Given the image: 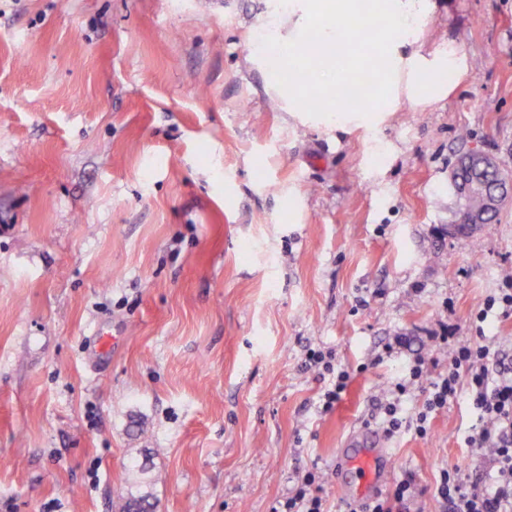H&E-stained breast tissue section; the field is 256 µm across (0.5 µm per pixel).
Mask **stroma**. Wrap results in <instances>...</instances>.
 Instances as JSON below:
<instances>
[{"mask_svg": "<svg viewBox=\"0 0 512 512\" xmlns=\"http://www.w3.org/2000/svg\"><path fill=\"white\" fill-rule=\"evenodd\" d=\"M269 0H0V512H271L317 471L328 512L372 401L448 369L512 276V204L458 223L450 175L512 152V0H448L431 35L470 71L445 109L372 138L305 124L249 62ZM352 378L326 413L307 361ZM465 398L386 442L437 512Z\"/></svg>", "mask_w": 512, "mask_h": 512, "instance_id": "obj_1", "label": "stroma"}]
</instances>
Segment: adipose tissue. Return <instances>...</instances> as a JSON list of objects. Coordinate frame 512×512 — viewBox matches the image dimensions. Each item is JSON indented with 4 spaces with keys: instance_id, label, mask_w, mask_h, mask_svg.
<instances>
[{
    "instance_id": "obj_1",
    "label": "adipose tissue",
    "mask_w": 512,
    "mask_h": 512,
    "mask_svg": "<svg viewBox=\"0 0 512 512\" xmlns=\"http://www.w3.org/2000/svg\"><path fill=\"white\" fill-rule=\"evenodd\" d=\"M437 8V0H275L273 25L252 53L292 112L307 109L305 82L340 90L376 61L363 105L329 103L318 111L324 126L373 131L400 109L445 105L468 70L455 41L428 36L427 22ZM325 57L334 58V66H322Z\"/></svg>"
}]
</instances>
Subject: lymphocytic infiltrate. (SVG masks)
<instances>
[{"instance_id":"f902f5d3","label":"lymphocytic infiltrate","mask_w":512,"mask_h":512,"mask_svg":"<svg viewBox=\"0 0 512 512\" xmlns=\"http://www.w3.org/2000/svg\"><path fill=\"white\" fill-rule=\"evenodd\" d=\"M308 359L310 366L329 376L317 405L318 412H328L346 391L350 374L334 366L331 355L313 351ZM501 359L500 351L488 343L480 327L475 335L454 343L446 373L432 375L429 360L415 357L407 366V377L376 400L386 435L393 437L412 430L423 436L430 415L453 401L460 388H467L479 418L475 431L466 438L475 460L465 467L441 470L434 493L441 512H512V368L502 365ZM493 361L501 365L495 374L489 369ZM422 385L428 388L423 409L416 417H406L401 399ZM417 493L415 477L410 474L391 493L361 502L352 512H408V504ZM272 512H324L318 476L306 473Z\"/></svg>"}]
</instances>
